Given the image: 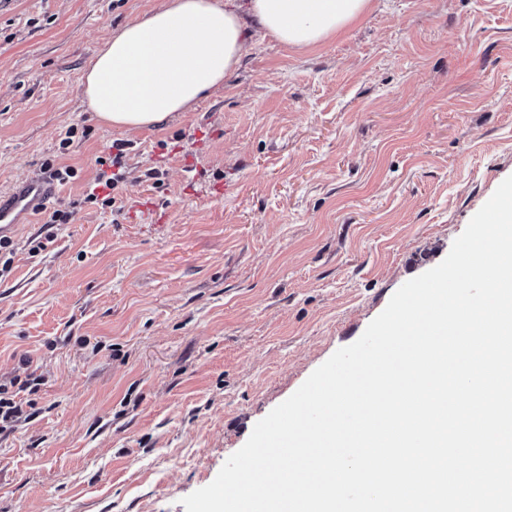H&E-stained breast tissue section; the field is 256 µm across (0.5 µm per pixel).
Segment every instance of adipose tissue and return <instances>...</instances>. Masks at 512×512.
I'll use <instances>...</instances> for the list:
<instances>
[{
  "label": "adipose tissue",
  "instance_id": "adipose-tissue-1",
  "mask_svg": "<svg viewBox=\"0 0 512 512\" xmlns=\"http://www.w3.org/2000/svg\"><path fill=\"white\" fill-rule=\"evenodd\" d=\"M371 0H168L112 33L84 75L86 110L113 127L156 126L186 111L240 62L243 15L280 44L305 50L330 40Z\"/></svg>",
  "mask_w": 512,
  "mask_h": 512
}]
</instances>
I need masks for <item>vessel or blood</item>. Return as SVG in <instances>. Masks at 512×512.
I'll return each instance as SVG.
<instances>
[{"label": "vessel or blood", "instance_id": "vessel-or-blood-1", "mask_svg": "<svg viewBox=\"0 0 512 512\" xmlns=\"http://www.w3.org/2000/svg\"><path fill=\"white\" fill-rule=\"evenodd\" d=\"M57 194L56 184L41 175L17 182L0 194V238L11 237L22 225L33 223L45 203Z\"/></svg>", "mask_w": 512, "mask_h": 512}]
</instances>
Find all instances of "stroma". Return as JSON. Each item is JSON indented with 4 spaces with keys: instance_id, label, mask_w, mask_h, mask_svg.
Segmentation results:
<instances>
[{
    "instance_id": "stroma-1",
    "label": "stroma",
    "mask_w": 512,
    "mask_h": 512,
    "mask_svg": "<svg viewBox=\"0 0 512 512\" xmlns=\"http://www.w3.org/2000/svg\"><path fill=\"white\" fill-rule=\"evenodd\" d=\"M162 2L0 0V192L77 172L70 221L24 225L0 276V381L25 356L45 378L0 439V512H185L512 176V0H372L304 51L247 15L224 83L114 129L85 70ZM116 141L124 180L87 202Z\"/></svg>"
}]
</instances>
